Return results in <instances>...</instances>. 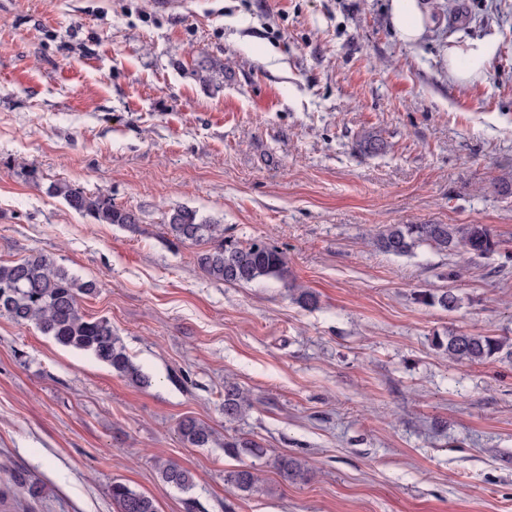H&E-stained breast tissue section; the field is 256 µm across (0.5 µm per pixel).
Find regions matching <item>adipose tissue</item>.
<instances>
[{
  "instance_id": "1",
  "label": "adipose tissue",
  "mask_w": 512,
  "mask_h": 512,
  "mask_svg": "<svg viewBox=\"0 0 512 512\" xmlns=\"http://www.w3.org/2000/svg\"><path fill=\"white\" fill-rule=\"evenodd\" d=\"M432 0H390L389 18L399 39L422 42L436 25ZM495 36L449 40L441 53V66L451 83L466 86L485 77L496 54Z\"/></svg>"
}]
</instances>
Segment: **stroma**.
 <instances>
[{
	"mask_svg": "<svg viewBox=\"0 0 512 512\" xmlns=\"http://www.w3.org/2000/svg\"><path fill=\"white\" fill-rule=\"evenodd\" d=\"M388 2L0 0V263L40 253L96 281L83 312L151 380L0 316V512H116V481L158 512H512V363L431 345L512 338V0H451L416 46ZM485 34L490 70L458 88L440 51ZM210 62L224 73L201 83ZM58 182L140 221L95 223ZM178 207L283 249L287 277L212 279L167 229ZM391 224H485L503 246L394 256L374 244ZM446 290L454 311L421 300ZM228 381L252 403L232 423ZM188 416L206 447L181 440ZM238 437L264 455L227 453ZM285 454L307 477L281 480ZM242 467L258 490L225 484ZM433 345L453 363L486 362L503 357L512 359V344L507 338L487 336L475 330L451 332L445 339L435 336ZM178 432L183 442L192 447L206 446L212 436L211 429L193 417L182 419L178 425ZM161 479L183 491L190 490L195 485V477L192 472L176 463L167 461L158 465Z\"/></svg>",
	"mask_w": 512,
	"mask_h": 512,
	"instance_id": "1",
	"label": "stroma"
}]
</instances>
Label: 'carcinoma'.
<instances>
[{
    "instance_id": "1",
    "label": "carcinoma",
    "mask_w": 512,
    "mask_h": 512,
    "mask_svg": "<svg viewBox=\"0 0 512 512\" xmlns=\"http://www.w3.org/2000/svg\"><path fill=\"white\" fill-rule=\"evenodd\" d=\"M53 193L62 197L74 211L93 218L100 224L131 225L139 222L137 215L112 203L104 195L87 194L67 183L53 186ZM172 236L181 242L207 241L209 249L197 255V263L211 278L224 283H251L266 278L282 279L288 271L286 252L265 242H252L245 247L224 243V225L204 219L197 211L182 208L174 211L167 224ZM377 246L393 255H405L416 247L428 244L441 251H455L488 256L500 250L502 241L484 224H393L380 231ZM96 284L83 282L48 257L35 255L8 264H0V316L19 324H32L57 343L91 353L112 371L140 384L149 379L130 360L120 338L106 318H91L81 309V299L94 293ZM427 304H438L452 311L457 297L448 290L439 296H426ZM434 347L453 363L486 362L499 358L512 359V344L507 339L487 336L480 331L451 332L434 338ZM250 408L248 396L232 382L224 384V418L232 422L243 417ZM178 432L192 447L206 446L212 436L203 422L186 417L179 422ZM274 467L285 481L303 478L308 468L295 458L278 457ZM161 479L183 491L195 485L192 472L167 461L158 465ZM231 488L251 492L261 485V477L252 467L239 468L224 475ZM112 503L117 512H158L154 500L121 482L112 483Z\"/></svg>"
}]
</instances>
